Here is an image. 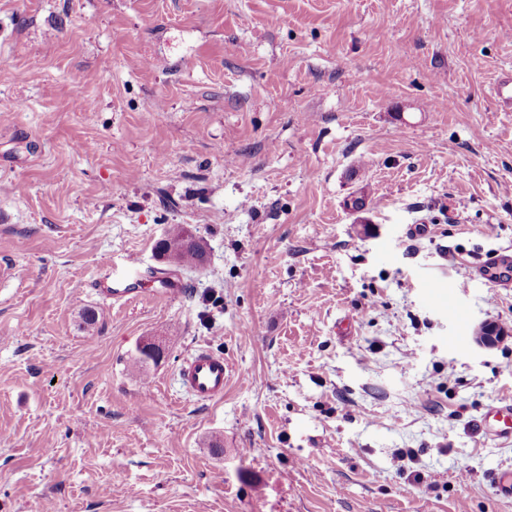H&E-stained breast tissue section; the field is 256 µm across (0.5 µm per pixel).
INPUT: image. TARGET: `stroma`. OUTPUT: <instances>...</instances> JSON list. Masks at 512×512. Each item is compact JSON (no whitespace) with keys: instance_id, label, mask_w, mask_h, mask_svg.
Listing matches in <instances>:
<instances>
[{"instance_id":"obj_1","label":"stroma","mask_w":512,"mask_h":512,"mask_svg":"<svg viewBox=\"0 0 512 512\" xmlns=\"http://www.w3.org/2000/svg\"><path fill=\"white\" fill-rule=\"evenodd\" d=\"M508 71L512 0H0V512H512ZM173 247L180 249V264L182 266L194 267L204 261L203 247L182 225L173 227L157 245L159 251L164 255H167ZM476 273L488 282L509 286L512 283V254L497 251L476 265ZM139 281L138 264L134 258H129L125 260L123 274H112V278H104L97 285L99 292L105 297L121 300L129 299L137 292L136 286ZM225 375L224 356L208 350L196 351L180 370L184 390L199 401H209L222 396ZM479 427L493 440L512 441V400H503L486 407Z\"/></svg>"}]
</instances>
